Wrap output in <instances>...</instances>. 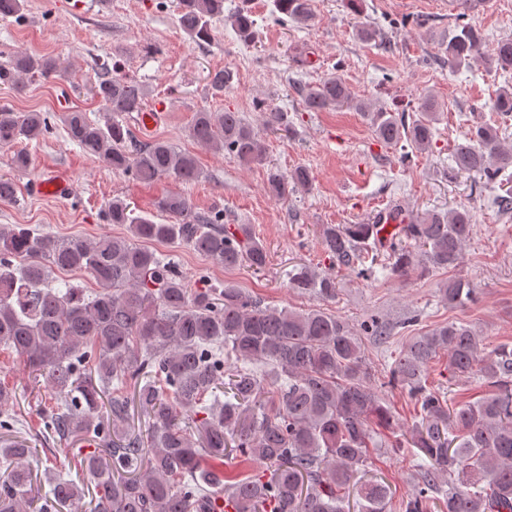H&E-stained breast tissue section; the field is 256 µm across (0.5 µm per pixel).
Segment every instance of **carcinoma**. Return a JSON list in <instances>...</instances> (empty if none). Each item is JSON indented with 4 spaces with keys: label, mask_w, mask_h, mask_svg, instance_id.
<instances>
[{
    "label": "carcinoma",
    "mask_w": 512,
    "mask_h": 512,
    "mask_svg": "<svg viewBox=\"0 0 512 512\" xmlns=\"http://www.w3.org/2000/svg\"><path fill=\"white\" fill-rule=\"evenodd\" d=\"M486 0H461L464 11L448 31V67L480 59L487 68L512 74V36L486 48L482 31L465 21ZM279 20L306 22L312 0H273ZM24 0H0V19L21 17ZM178 26L192 44L206 42L213 19L224 15V0H177ZM231 24L246 43L257 39L252 15L242 9ZM0 80L19 83L27 74L61 71L50 57L0 52ZM94 95L104 107L101 120L72 111L62 118L67 137L85 154L115 172L143 180L162 176L192 183L201 175L196 158L164 139L142 142L127 117L143 110L147 90L96 62ZM228 70L209 73L213 91L224 92ZM298 92L308 110L355 105L369 120L376 139L396 147L407 141L423 152L435 135L442 111L431 94L418 117L368 109L353 102L340 75L332 74ZM493 110L512 115V90L497 93ZM49 129L42 112L0 109V147L39 139ZM198 145L226 151L245 164L265 161L260 135L236 112L195 113L188 129ZM502 128L472 127L455 144L448 177L471 175L488 183L512 167V151L500 142ZM307 169L269 173V192L278 199L289 188L306 187ZM169 222L134 214L115 199L106 220L126 224L130 236L38 233L26 224L0 228V347L22 358L28 374L44 379L54 402L44 411L45 427L61 440L88 436L101 447L78 454L79 467L95 487L98 512H216L221 493L237 497L238 512H388L389 489L368 474L369 424L390 426V411L372 387L375 370L365 343L341 317L325 309L263 308L231 283L191 291L183 277L148 247L182 241L228 270H263L268 252L250 227L221 224L224 214L193 211L174 192L159 201ZM473 231L468 209L428 212L403 226V238L385 242L378 225L325 224L319 235L336 265L356 268L365 255L386 248L384 269L401 277L459 265ZM55 270H85L98 289L62 281ZM293 285L325 300L336 297V280L307 268L292 274ZM450 308L474 300L476 291L461 279L439 289ZM459 377L488 380L495 392L475 402L448 405L425 386V372L440 351ZM387 385L401 388L421 405L418 420L393 448L422 454L420 481L405 512H426L445 495L444 512H512V348L501 345L480 355L478 334L465 323L448 321L411 337L388 366ZM148 419L135 428L131 409ZM30 448H6L0 467V512H64L85 496L84 488L57 478L48 493H34ZM241 457L261 465L244 478L224 472V459ZM448 491H443V483Z\"/></svg>",
    "instance_id": "obj_1"
}]
</instances>
